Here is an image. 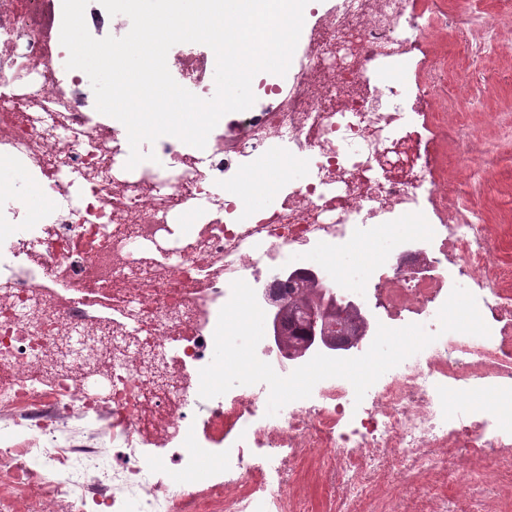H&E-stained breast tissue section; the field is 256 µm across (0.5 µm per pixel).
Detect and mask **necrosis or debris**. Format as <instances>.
Instances as JSON below:
<instances>
[{
	"mask_svg": "<svg viewBox=\"0 0 512 512\" xmlns=\"http://www.w3.org/2000/svg\"><path fill=\"white\" fill-rule=\"evenodd\" d=\"M0 26V175L23 166L56 169L40 207L51 234L28 221V201L0 197V512H91L93 487L111 488L107 512H305L298 466L322 449L337 484L336 512H357L382 484L406 487L435 477L441 463L489 462L512 476V275L499 256V227L466 205H452L438 167L416 152L420 115L406 69L422 31L413 0H335L297 48L290 75L261 83L267 105L236 113L232 132L207 149L163 136L152 143L165 166L122 169L127 131L95 121L85 74L66 70V49L50 42L48 0H4ZM208 53L185 43L173 70L211 98ZM390 73L386 83L373 75ZM295 163L305 172L280 204L243 209L238 169L246 163ZM195 208L190 242L174 217ZM378 243L355 284L336 287L377 303L391 325H422L437 339L383 374L356 400L343 378L318 382L309 398L267 415L266 384L238 385L213 400L197 436L189 407L190 375L213 359L219 312L241 279L254 290L274 274H332L352 244ZM130 276L144 296L103 328L80 297L53 300L61 284L84 285L90 269ZM489 336L440 333L438 312L461 272ZM69 340H56L59 321ZM147 336H140L141 328ZM112 347V372L74 377L81 348ZM54 351L60 367L42 378ZM491 390V412L448 404L452 389ZM167 408L170 458L196 469L199 448L223 443V470L202 490L164 484L141 461L146 390ZM112 413L108 437L124 449L108 466L100 448L74 443L64 416L94 423ZM465 491L410 501L406 512H494L496 491L473 470L459 472Z\"/></svg>",
	"mask_w": 512,
	"mask_h": 512,
	"instance_id": "necrosis-or-debris-1",
	"label": "necrosis or debris"
}]
</instances>
